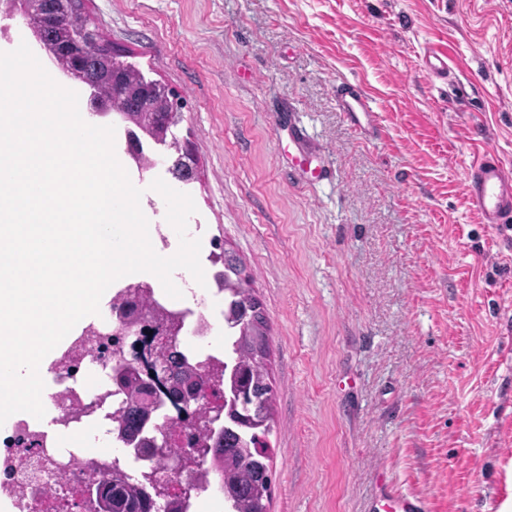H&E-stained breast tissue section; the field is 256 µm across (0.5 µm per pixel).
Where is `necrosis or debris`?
<instances>
[{
    "mask_svg": "<svg viewBox=\"0 0 512 512\" xmlns=\"http://www.w3.org/2000/svg\"><path fill=\"white\" fill-rule=\"evenodd\" d=\"M157 300L169 310L187 313L190 325L185 344L204 365L223 362V353L212 346V318L206 294L195 290L187 300H173L161 294ZM114 324V314L106 313L63 348L51 396L59 424L83 428L100 407L112 411L119 408V401L107 395V378L113 367L131 362L133 356L127 350L125 336L115 334ZM195 419L191 412L183 414L172 409L165 413L163 423L172 438L168 454L180 465L156 471L169 498L181 502L183 512H196L205 470L193 451ZM127 460L121 447L113 448L108 460L58 450L49 445L45 432L21 420L14 427L6 453L0 455V499L7 500L14 512H87L85 504L90 492L113 469H126Z\"/></svg>",
    "mask_w": 512,
    "mask_h": 512,
    "instance_id": "necrosis-or-debris-1",
    "label": "necrosis or debris"
}]
</instances>
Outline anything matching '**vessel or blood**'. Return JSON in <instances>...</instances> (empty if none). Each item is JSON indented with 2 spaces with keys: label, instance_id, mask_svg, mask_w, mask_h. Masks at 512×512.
<instances>
[{
  "label": "vessel or blood",
  "instance_id": "1",
  "mask_svg": "<svg viewBox=\"0 0 512 512\" xmlns=\"http://www.w3.org/2000/svg\"><path fill=\"white\" fill-rule=\"evenodd\" d=\"M423 61L429 74L441 77L448 72V50L425 46ZM336 105L350 124L365 138L380 133L377 112L365 87L357 81L344 80L336 86ZM463 190L480 221L491 228L512 225V166L495 152H485L472 162L463 176ZM375 512H427L424 497L399 490H388L374 504Z\"/></svg>",
  "mask_w": 512,
  "mask_h": 512
}]
</instances>
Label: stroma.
Listing matches in <instances>:
<instances>
[{"label": "stroma", "mask_w": 512, "mask_h": 512, "mask_svg": "<svg viewBox=\"0 0 512 512\" xmlns=\"http://www.w3.org/2000/svg\"><path fill=\"white\" fill-rule=\"evenodd\" d=\"M86 5L181 96L190 234L201 257L232 248L263 303L270 512H368L390 488L428 512H512V231L480 224L462 184L484 151L512 163V0ZM344 79L370 90L378 139L337 109ZM126 170L165 223L166 166ZM423 61L427 71L433 76L442 77L448 72V50L446 47L425 46Z\"/></svg>", "instance_id": "stroma-1"}]
</instances>
